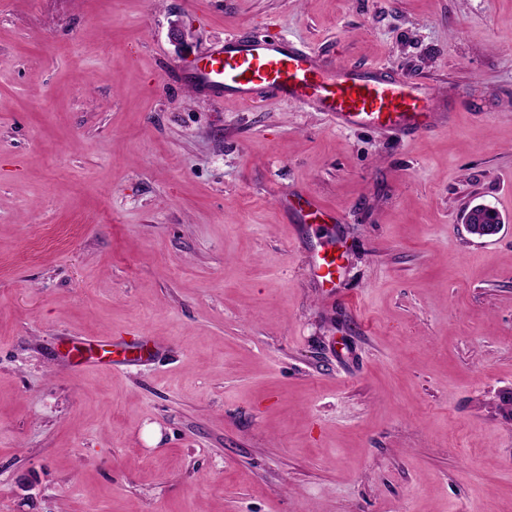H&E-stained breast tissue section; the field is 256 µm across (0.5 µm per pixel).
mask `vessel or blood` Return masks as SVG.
<instances>
[{"label": "vessel or blood", "instance_id": "obj_1", "mask_svg": "<svg viewBox=\"0 0 512 512\" xmlns=\"http://www.w3.org/2000/svg\"><path fill=\"white\" fill-rule=\"evenodd\" d=\"M197 88L227 103L258 104L288 99L327 113L339 126H371L401 136L429 133L448 125V101L435 86L387 73L384 67L363 70L331 64L316 52L279 36L226 35L188 73ZM283 209L297 210L302 221L335 222L312 196L280 195ZM337 256L319 255L311 273L322 284L335 286ZM88 351L121 354L135 349L140 361L152 360L158 348L147 336L109 339L80 338Z\"/></svg>", "mask_w": 512, "mask_h": 512}]
</instances>
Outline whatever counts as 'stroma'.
Wrapping results in <instances>:
<instances>
[{
    "label": "stroma",
    "mask_w": 512,
    "mask_h": 512,
    "mask_svg": "<svg viewBox=\"0 0 512 512\" xmlns=\"http://www.w3.org/2000/svg\"><path fill=\"white\" fill-rule=\"evenodd\" d=\"M236 31L432 83L454 123L214 100L186 74ZM295 191L330 237H297ZM330 246L332 290L309 271ZM141 335L160 356L61 358ZM491 507L512 512V0H0V512ZM298 207L295 206L294 201L288 197V194H282L278 197L279 205L285 210H295L300 216L302 222L319 221L323 224L327 222L337 223L335 215L327 213L320 203V201L313 196L298 195ZM484 212L488 216L482 222L478 216ZM464 224H466L468 233L477 239L493 237L499 233L501 228V221L498 215L495 214L491 207L482 204L475 205L466 212Z\"/></svg>",
    "instance_id": "1"
}]
</instances>
